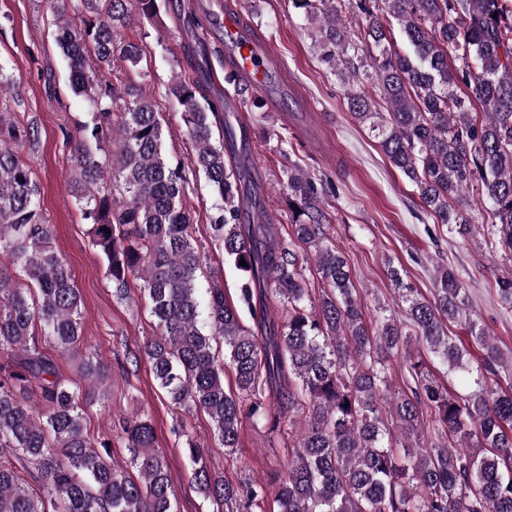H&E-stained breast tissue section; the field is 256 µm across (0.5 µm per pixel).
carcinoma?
Masks as SVG:
<instances>
[{
	"mask_svg": "<svg viewBox=\"0 0 512 512\" xmlns=\"http://www.w3.org/2000/svg\"><path fill=\"white\" fill-rule=\"evenodd\" d=\"M58 20L56 42L74 93L96 108L71 150V195L81 205L106 260L113 295L129 298L141 282L156 334L140 356L174 407L203 412L227 455L240 445L242 419L288 423V469L275 491L252 479L232 483L186 439L191 484L213 505L258 508L274 494L276 512H512V385L503 389L502 352L478 320L454 269H438L432 298L396 280L406 321L390 315L368 326L344 259L329 244L325 189L300 171L288 174L294 237L313 250L315 281L294 242L270 224H243L249 196L241 168L212 141L224 102L179 76L169 94L183 106L195 167L218 196L211 233L224 259L245 273L237 302L213 276L197 288L206 256L194 246L183 206L187 177L163 153L162 125L146 90L113 76L115 55L135 67L138 44L123 39L133 17H157V0H45ZM315 26L321 59L345 79L348 50L366 53L380 111L352 90V116L380 137L390 163L415 186L423 208L448 232L472 238L468 194L491 205L487 237L512 258V0H290ZM411 46L402 53L394 27ZM457 65L448 66V51ZM464 85L484 108L471 117L454 90ZM19 130L0 114V512H175L165 458L144 413L118 435L129 467L105 439L84 431L81 405L101 399L112 367L83 358L86 385L64 378L42 351L80 352L81 296L52 246L40 188L19 159ZM244 264H239V261ZM24 273L19 285L13 272ZM283 300L273 315L257 299ZM512 311V268L497 281ZM248 312L255 329L245 327ZM464 321L467 339L445 323ZM481 350L464 364L465 344ZM402 364L404 387L392 390ZM464 368L468 386L451 392L439 367ZM231 369L235 389L225 390ZM278 409L265 401L281 387Z\"/></svg>",
	"mask_w": 512,
	"mask_h": 512,
	"instance_id": "obj_1",
	"label": "carcinoma"
}]
</instances>
